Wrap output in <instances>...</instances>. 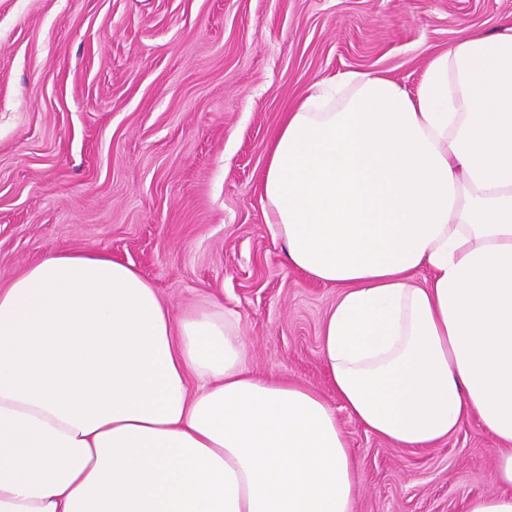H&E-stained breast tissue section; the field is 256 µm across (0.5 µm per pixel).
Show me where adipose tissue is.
I'll return each instance as SVG.
<instances>
[{
    "label": "adipose tissue",
    "instance_id": "adipose-tissue-1",
    "mask_svg": "<svg viewBox=\"0 0 512 512\" xmlns=\"http://www.w3.org/2000/svg\"><path fill=\"white\" fill-rule=\"evenodd\" d=\"M262 200L290 264L341 289L340 406L253 372L221 304L177 321L132 265L55 254L0 285V512H355L340 408L398 448L480 418L501 491L466 512H512V34L457 42L413 92L315 82Z\"/></svg>",
    "mask_w": 512,
    "mask_h": 512
}]
</instances>
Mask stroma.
<instances>
[{
	"mask_svg": "<svg viewBox=\"0 0 512 512\" xmlns=\"http://www.w3.org/2000/svg\"><path fill=\"white\" fill-rule=\"evenodd\" d=\"M512 0H0V283L67 251L130 263L174 316L218 300L258 374L319 388L338 287L289 266L262 202L270 142L317 80L416 90ZM336 415L355 512H465L495 494L494 438L468 421L406 449Z\"/></svg>",
	"mask_w": 512,
	"mask_h": 512,
	"instance_id": "35a3bbf8",
	"label": "stroma"
}]
</instances>
